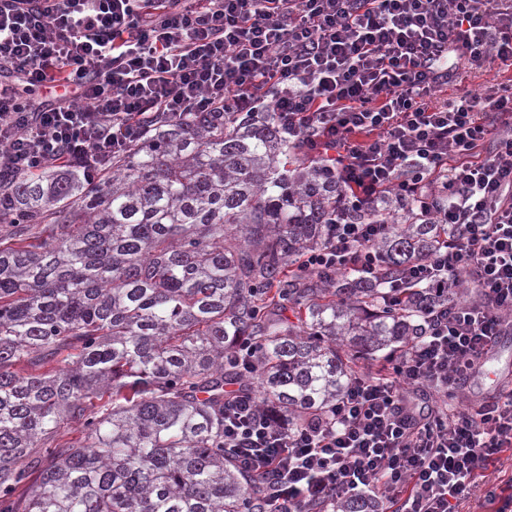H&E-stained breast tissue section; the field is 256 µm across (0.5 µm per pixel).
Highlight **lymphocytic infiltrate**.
Listing matches in <instances>:
<instances>
[{
  "mask_svg": "<svg viewBox=\"0 0 512 512\" xmlns=\"http://www.w3.org/2000/svg\"><path fill=\"white\" fill-rule=\"evenodd\" d=\"M496 61L512 67V0H0V170L78 166L91 181L159 122L268 102L349 210L419 200L450 229L395 283L401 300L434 287L422 336L291 429L268 419L245 362L224 451L276 475L270 512L355 498L462 512L477 497L512 512L511 483L479 480L512 451V387L476 413L456 406L512 335V85L432 101L454 64ZM389 230L337 216L297 268L378 276ZM423 387L434 395L418 407Z\"/></svg>",
  "mask_w": 512,
  "mask_h": 512,
  "instance_id": "lymphocytic-infiltrate-1",
  "label": "lymphocytic infiltrate"
}]
</instances>
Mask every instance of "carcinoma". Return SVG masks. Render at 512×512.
<instances>
[{
  "label": "carcinoma",
  "instance_id": "obj_1",
  "mask_svg": "<svg viewBox=\"0 0 512 512\" xmlns=\"http://www.w3.org/2000/svg\"><path fill=\"white\" fill-rule=\"evenodd\" d=\"M342 197L271 112L187 115L90 183L0 174V512H267L273 479L224 453L243 343L263 409L294 425L357 358L418 337L433 295L390 304L388 281L443 237L394 196L352 215L392 224L379 282L291 271ZM69 424L81 438L58 442Z\"/></svg>",
  "mask_w": 512,
  "mask_h": 512
}]
</instances>
